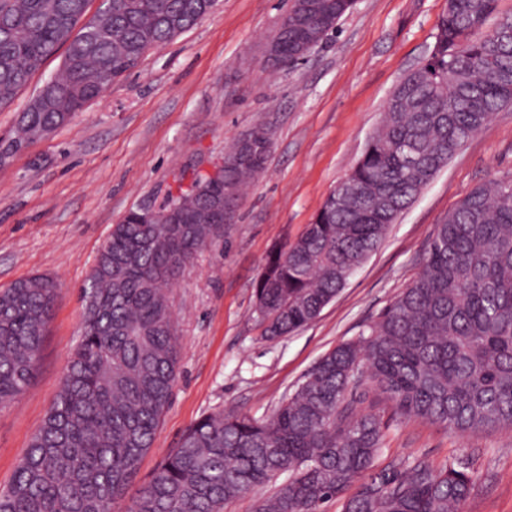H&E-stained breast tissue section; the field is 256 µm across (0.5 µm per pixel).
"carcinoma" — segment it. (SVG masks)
<instances>
[{
  "mask_svg": "<svg viewBox=\"0 0 512 512\" xmlns=\"http://www.w3.org/2000/svg\"><path fill=\"white\" fill-rule=\"evenodd\" d=\"M315 45L353 0H315ZM88 0H0V105L44 62L60 68L18 114L13 136L70 123L149 51L208 14L206 0H111L86 17ZM497 0H452L428 59L392 92L362 157L300 236L270 253L255 291L266 338L316 319L461 146L512 104V34L494 26L471 39ZM236 154L221 183L181 174L161 209L182 224L113 226L82 289L83 330L61 390L30 440L0 512H224V503L284 477L254 512H322L351 488L344 512H461L473 490L458 463L423 459L373 471L384 423L363 405L376 390L395 413L459 433L512 430V177L470 190L436 225L418 278L355 340L325 354L266 418L201 417L151 478L128 495L152 447L178 370L169 299L175 262L224 237L203 205L238 193L256 175ZM56 297L45 275L0 289V407L34 382Z\"/></svg>",
  "mask_w": 512,
  "mask_h": 512,
  "instance_id": "obj_1",
  "label": "carcinoma"
}]
</instances>
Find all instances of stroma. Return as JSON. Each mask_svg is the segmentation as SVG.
<instances>
[{"instance_id": "obj_1", "label": "stroma", "mask_w": 512, "mask_h": 512, "mask_svg": "<svg viewBox=\"0 0 512 512\" xmlns=\"http://www.w3.org/2000/svg\"><path fill=\"white\" fill-rule=\"evenodd\" d=\"M447 4L354 0L336 30L288 67L265 60L288 0H218L71 123L0 165V288L39 274L59 284L37 376L0 408V491L61 390L81 336V288L114 224L160 203L184 169L221 161L255 127L270 132L264 170L243 190L233 224L170 290L178 377L140 483L202 416L271 415L321 356L356 339L417 278L436 224L466 193L512 175L510 105L434 176L317 319L262 338L254 289L269 252L301 234L356 164L395 85L429 55ZM376 411L387 425L376 469L458 461L474 477L462 512H512V432L462 436L397 416L385 400Z\"/></svg>"}]
</instances>
